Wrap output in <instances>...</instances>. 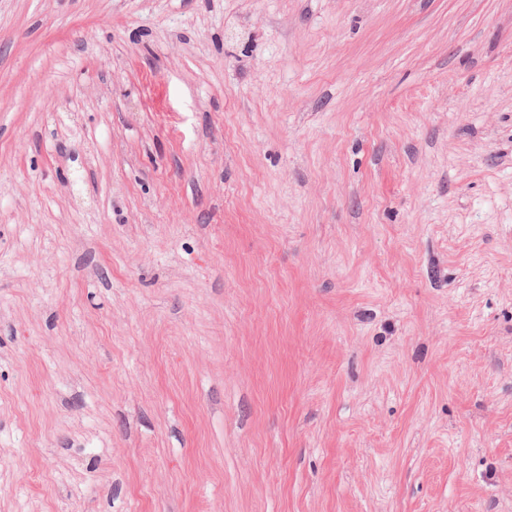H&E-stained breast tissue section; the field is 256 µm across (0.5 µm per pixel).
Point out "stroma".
I'll return each instance as SVG.
<instances>
[{"mask_svg":"<svg viewBox=\"0 0 512 512\" xmlns=\"http://www.w3.org/2000/svg\"><path fill=\"white\" fill-rule=\"evenodd\" d=\"M0 512H512V0H0Z\"/></svg>","mask_w":512,"mask_h":512,"instance_id":"1","label":"stroma"}]
</instances>
